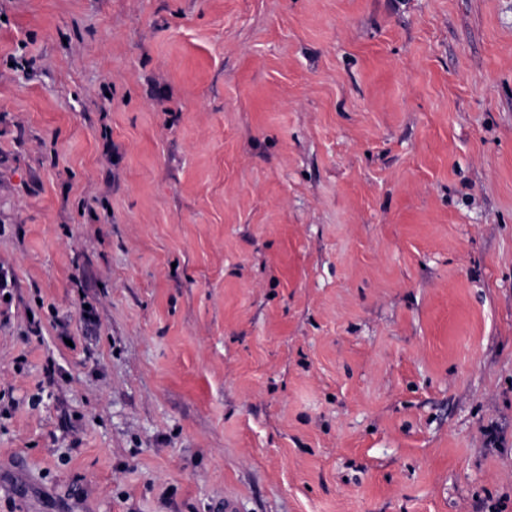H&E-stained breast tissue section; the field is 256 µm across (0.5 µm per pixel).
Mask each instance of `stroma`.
I'll return each mask as SVG.
<instances>
[{
    "instance_id": "stroma-1",
    "label": "stroma",
    "mask_w": 512,
    "mask_h": 512,
    "mask_svg": "<svg viewBox=\"0 0 512 512\" xmlns=\"http://www.w3.org/2000/svg\"><path fill=\"white\" fill-rule=\"evenodd\" d=\"M0 512H512V0H0Z\"/></svg>"
}]
</instances>
